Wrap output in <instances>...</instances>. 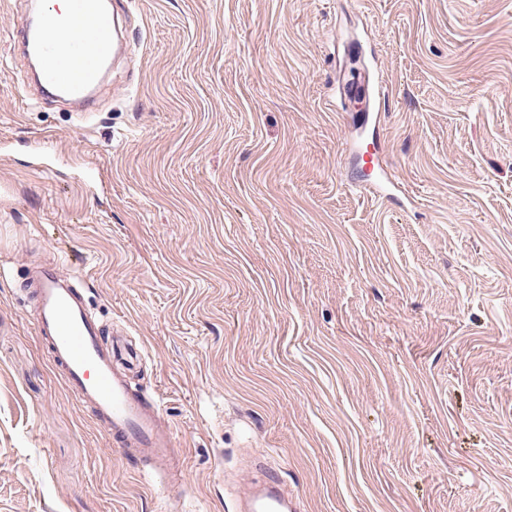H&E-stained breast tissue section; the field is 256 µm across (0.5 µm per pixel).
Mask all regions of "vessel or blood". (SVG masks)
I'll return each instance as SVG.
<instances>
[{
  "instance_id": "vessel-or-blood-1",
  "label": "vessel or blood",
  "mask_w": 512,
  "mask_h": 512,
  "mask_svg": "<svg viewBox=\"0 0 512 512\" xmlns=\"http://www.w3.org/2000/svg\"><path fill=\"white\" fill-rule=\"evenodd\" d=\"M83 30L93 31L94 39H77ZM24 46L40 64V86L84 100L98 85L115 48V16L101 0H69L64 15L46 11L28 18ZM378 154L372 143L359 151L374 173L362 190L384 201L392 192ZM25 288L34 299V325L54 368L78 402L91 409L99 430L125 456L149 458L155 471L177 479L170 454L174 436L160 421L159 404L129 387V373L140 358L138 348L93 316L82 290L57 268L29 266ZM281 507V492L265 484L250 500L248 512H281Z\"/></svg>"
}]
</instances>
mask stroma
Masks as SVG:
<instances>
[{
	"instance_id": "obj_1",
	"label": "stroma",
	"mask_w": 512,
	"mask_h": 512,
	"mask_svg": "<svg viewBox=\"0 0 512 512\" xmlns=\"http://www.w3.org/2000/svg\"><path fill=\"white\" fill-rule=\"evenodd\" d=\"M0 0V512H512V0H131L92 115ZM55 166L35 167L36 142ZM380 141L381 203L350 145ZM143 349L182 480L100 434L26 266ZM282 493L274 486L262 484L248 504V512H283Z\"/></svg>"
}]
</instances>
